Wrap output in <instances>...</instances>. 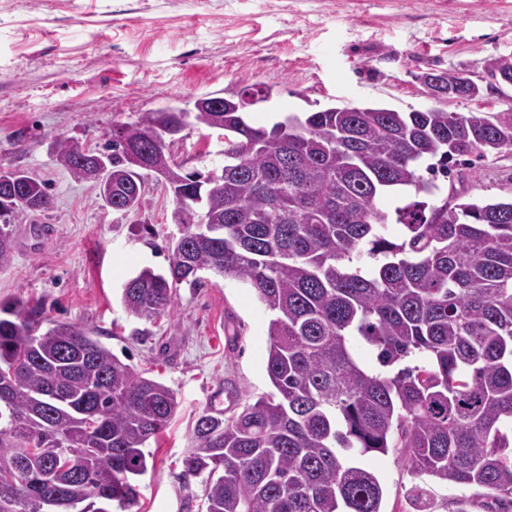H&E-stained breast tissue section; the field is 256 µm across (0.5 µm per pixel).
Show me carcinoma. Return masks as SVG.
Returning <instances> with one entry per match:
<instances>
[{"label": "carcinoma", "mask_w": 512, "mask_h": 512, "mask_svg": "<svg viewBox=\"0 0 512 512\" xmlns=\"http://www.w3.org/2000/svg\"><path fill=\"white\" fill-rule=\"evenodd\" d=\"M431 89L471 97L474 82L429 73ZM224 179L187 183L197 197L169 247L168 273L144 269L122 288L125 309L154 324L177 288L208 269L252 288L272 317L266 372L274 392L226 417L202 414L182 476L199 478L205 512H381L383 489L354 454L396 448L417 475L475 486L512 504V201L443 195L434 175L472 153L512 148V108L330 107L249 125L224 99ZM165 113L117 127L107 146L112 205L140 202L127 148ZM56 159L87 181L74 144ZM406 187L423 195L380 209ZM46 188L0 212V267L15 250L16 211H47ZM398 227L392 239L389 226ZM374 259L359 264L362 255ZM40 314L0 303V512H128L139 496L146 443L179 406L175 392L121 361L77 323L39 333ZM375 353L361 357L358 341ZM93 342L89 352L85 345ZM35 445L34 459L22 449ZM80 461V469L64 459Z\"/></svg>", "instance_id": "obj_1"}]
</instances>
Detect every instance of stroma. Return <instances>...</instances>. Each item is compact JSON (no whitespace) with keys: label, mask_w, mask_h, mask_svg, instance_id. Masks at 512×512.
<instances>
[{"label":"stroma","mask_w":512,"mask_h":512,"mask_svg":"<svg viewBox=\"0 0 512 512\" xmlns=\"http://www.w3.org/2000/svg\"><path fill=\"white\" fill-rule=\"evenodd\" d=\"M512 60V0H0V168L44 182L46 212H19L15 253L0 268V302L18 301L55 322L86 329L123 362L173 389L180 401L145 450L132 512H204L199 479L182 460L208 409L271 393L266 328L271 317L247 285L210 272L181 285L172 312L144 323L123 306L125 281L169 266L174 203L149 179L138 210L103 207L95 189L57 164L55 139L100 149L115 125L165 106L193 107L259 84L267 113L379 105H428L421 75L456 73L481 89L447 102L451 112L505 110L512 87L486 69ZM223 145L187 128L172 152L204 170ZM444 189L486 201L512 200V149L448 165ZM362 462L384 489L383 512H416L414 485L429 489L428 512H487L476 487L413 475L396 452Z\"/></svg>","instance_id":"obj_1"}]
</instances>
